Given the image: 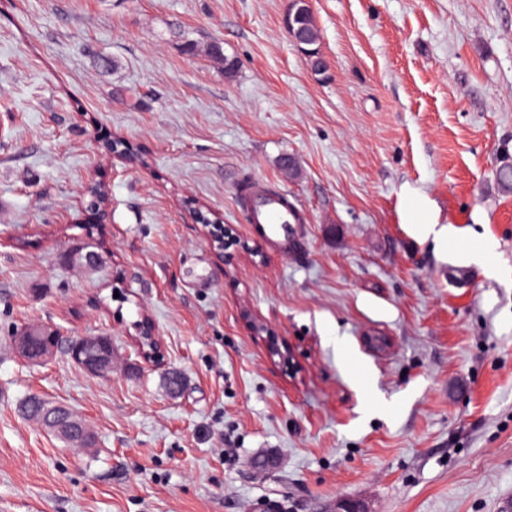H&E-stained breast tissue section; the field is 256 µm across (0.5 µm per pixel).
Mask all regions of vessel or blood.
<instances>
[{"instance_id": "1", "label": "vessel or blood", "mask_w": 512, "mask_h": 512, "mask_svg": "<svg viewBox=\"0 0 512 512\" xmlns=\"http://www.w3.org/2000/svg\"><path fill=\"white\" fill-rule=\"evenodd\" d=\"M247 192L251 197L250 224L283 254H292L302 240V227L300 213L287 193L259 184L249 186Z\"/></svg>"}]
</instances>
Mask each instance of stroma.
I'll return each mask as SVG.
<instances>
[{"label": "stroma", "mask_w": 512, "mask_h": 512, "mask_svg": "<svg viewBox=\"0 0 512 512\" xmlns=\"http://www.w3.org/2000/svg\"><path fill=\"white\" fill-rule=\"evenodd\" d=\"M289 7L0 0V512H329L339 497L500 512L512 499V193L493 178L512 151V0H312L321 75L288 35ZM116 137L136 163L105 153ZM92 180L109 191L102 222ZM250 181L300 209L295 253L249 224ZM406 188L469 241L493 238L501 276L413 236ZM197 208L237 245L214 250ZM146 318L163 364L136 353ZM32 325L110 337L111 375L63 348L21 358L11 337ZM31 393L82 418L94 444L19 417Z\"/></svg>", "instance_id": "obj_1"}]
</instances>
